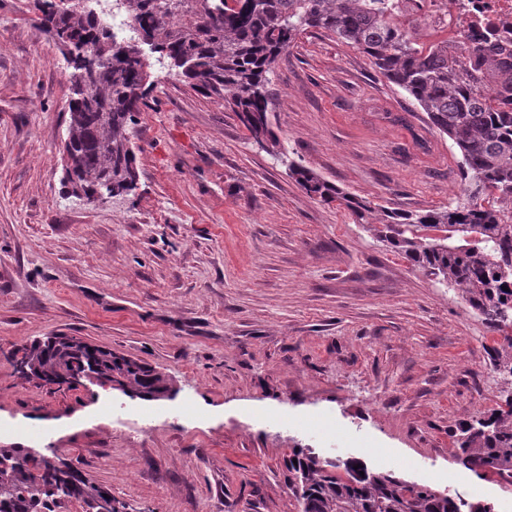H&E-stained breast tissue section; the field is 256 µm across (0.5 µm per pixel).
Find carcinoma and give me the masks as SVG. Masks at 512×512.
Masks as SVG:
<instances>
[{
    "label": "carcinoma",
    "mask_w": 512,
    "mask_h": 512,
    "mask_svg": "<svg viewBox=\"0 0 512 512\" xmlns=\"http://www.w3.org/2000/svg\"><path fill=\"white\" fill-rule=\"evenodd\" d=\"M41 23L78 37L99 59L72 75L65 170L71 193L97 199L136 188L130 130L149 86L145 51L180 70L193 85L224 99L252 137L278 146L270 122L267 74L310 29L336 35L365 55L388 82L411 97L460 155L465 187L454 205L424 212L375 208L285 159L291 175L321 201L347 208L377 241L484 317L500 339L489 350L502 404L468 423L457 438L461 463L512 485V61L488 50L424 43L385 0H119L132 33L115 40L89 9L58 12L36 0ZM508 290H503V287ZM71 345L49 337L23 351L21 370L61 386ZM100 378L146 400L167 399L172 378L106 346L83 345ZM302 512H494L493 505L403 485L354 460H325L295 448L286 462ZM107 488L64 463L36 462L22 448H0V512H58L77 501L100 512Z\"/></svg>",
    "instance_id": "1"
}]
</instances>
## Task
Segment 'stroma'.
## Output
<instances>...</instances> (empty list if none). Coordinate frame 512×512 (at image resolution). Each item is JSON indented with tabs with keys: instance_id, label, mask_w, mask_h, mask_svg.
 Masks as SVG:
<instances>
[{
	"instance_id": "stroma-1",
	"label": "stroma",
	"mask_w": 512,
	"mask_h": 512,
	"mask_svg": "<svg viewBox=\"0 0 512 512\" xmlns=\"http://www.w3.org/2000/svg\"><path fill=\"white\" fill-rule=\"evenodd\" d=\"M148 62L135 191L72 196L73 68L34 0H0V421L18 428L0 448L65 460L132 512H300L295 448L467 499L479 484L512 512V489L467 469L456 444L498 401L496 332L303 189L223 99ZM269 79L279 153L320 178L404 211L460 195L448 137L335 35H300ZM48 336L167 372L165 415L146 429L153 401L21 373L13 352ZM187 401L192 420L172 417ZM314 419L356 430L355 446L331 448Z\"/></svg>"
}]
</instances>
